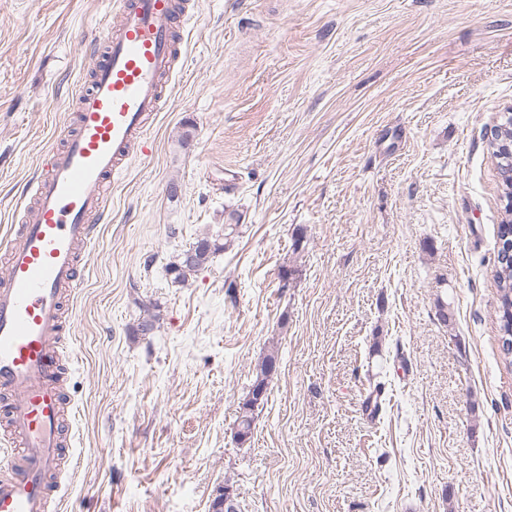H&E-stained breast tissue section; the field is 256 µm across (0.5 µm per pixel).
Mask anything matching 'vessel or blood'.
Returning <instances> with one entry per match:
<instances>
[{
  "label": "vessel or blood",
  "mask_w": 512,
  "mask_h": 512,
  "mask_svg": "<svg viewBox=\"0 0 512 512\" xmlns=\"http://www.w3.org/2000/svg\"><path fill=\"white\" fill-rule=\"evenodd\" d=\"M116 22L86 44L93 67L78 90L74 130L28 185L31 216L10 225L0 266V512H50L64 473L63 416L70 401L60 344L66 299L81 278L79 249L108 222L106 180L126 171L165 110L180 49L176 27L191 22L181 0H114Z\"/></svg>",
  "instance_id": "vessel-or-blood-1"
}]
</instances>
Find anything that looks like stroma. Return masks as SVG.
Wrapping results in <instances>:
<instances>
[{
  "instance_id": "stroma-1",
  "label": "stroma",
  "mask_w": 512,
  "mask_h": 512,
  "mask_svg": "<svg viewBox=\"0 0 512 512\" xmlns=\"http://www.w3.org/2000/svg\"><path fill=\"white\" fill-rule=\"evenodd\" d=\"M106 15L0 0V229L64 143ZM180 39L169 105L81 258L59 512H209L227 482L241 512H512L485 138L512 106V0H197ZM232 211L233 244L174 283ZM278 349L272 344L262 357L259 358L253 369V379L249 386L248 392L241 402L239 414L236 420L237 427L245 430L244 436L237 441L243 445L246 441L251 440L255 420L257 417L256 412L260 407L263 408L268 399L269 384L274 377L278 366ZM263 392L262 398L258 401L256 399H249L254 389H259Z\"/></svg>"
}]
</instances>
